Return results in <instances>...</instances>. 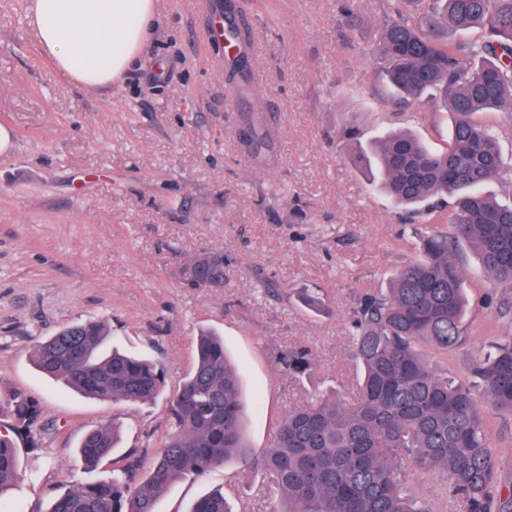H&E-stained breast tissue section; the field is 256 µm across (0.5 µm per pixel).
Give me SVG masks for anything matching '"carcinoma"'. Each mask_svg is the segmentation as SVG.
Instances as JSON below:
<instances>
[{
	"label": "carcinoma",
	"mask_w": 512,
	"mask_h": 512,
	"mask_svg": "<svg viewBox=\"0 0 512 512\" xmlns=\"http://www.w3.org/2000/svg\"><path fill=\"white\" fill-rule=\"evenodd\" d=\"M382 78L401 104L427 92L451 115L441 152L417 137L388 133L363 145L352 120L337 138L348 163L390 202L420 218V258L395 273L388 288L366 293L350 319L352 351L361 375L354 397L323 395L280 420L273 444L257 459L242 434V384L224 352V340L205 330L195 360L168 405V436L144 474L140 457L127 455L128 479L96 480L53 498L47 512H158L164 491L186 476H204L229 459L265 471L278 494L272 512H427L404 479L412 466L446 477L448 503L462 512H512V487L499 482L482 404L512 416V340L471 360L481 392L435 372L421 351L465 342L464 276L456 262L463 243L486 274L512 288V205L481 186L506 174L498 135L476 114L512 109V0H386L378 27ZM453 199L449 213L447 198ZM205 251L185 267L204 266ZM105 323L68 325L36 344L37 370L76 392L114 402L144 404L164 389L162 370L145 358L104 348ZM316 357L306 346L276 357L278 371L299 380ZM6 404L14 424L0 434V497L21 480L18 448L38 445V401L12 392ZM119 428L87 433L78 454L95 470L117 448ZM190 512H233L224 490L210 491Z\"/></svg>",
	"instance_id": "carcinoma-1"
}]
</instances>
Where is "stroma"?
I'll return each instance as SVG.
<instances>
[{
  "instance_id": "35a3bbf8",
  "label": "stroma",
  "mask_w": 512,
  "mask_h": 512,
  "mask_svg": "<svg viewBox=\"0 0 512 512\" xmlns=\"http://www.w3.org/2000/svg\"><path fill=\"white\" fill-rule=\"evenodd\" d=\"M229 5L255 46L245 80L225 77L224 48L211 35L212 8ZM341 0H159L141 62L109 92L81 90L43 56L24 0H0V393L40 405L38 445L19 448L23 478L0 512H45L75 484L120 478L126 455L151 461L164 442L167 395L194 361L200 329L224 338L242 380L246 443L271 446L289 408L347 395L359 368L349 319L363 294L386 287L419 256L409 224L348 163L336 142L345 119L363 140L411 131L433 149L448 144L451 117L425 95L400 108L375 64L384 0H357L352 32ZM266 144L250 152L249 121ZM224 254V286L188 288L179 268L199 250ZM468 298L466 343L430 361L470 381V355L512 336L505 290L470 249L458 256ZM322 293L316 315L298 299ZM105 322L111 343L164 369L167 393L131 405L88 399L42 376L31 349L69 324ZM305 345L317 367L293 381L279 352ZM123 427L121 448L84 469L76 447L89 431ZM499 480L512 486V417L487 410ZM223 488L235 512H269L268 478L237 460L176 482L159 512H188Z\"/></svg>"
}]
</instances>
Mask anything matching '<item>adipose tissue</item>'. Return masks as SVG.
<instances>
[{"label": "adipose tissue", "mask_w": 512, "mask_h": 512, "mask_svg": "<svg viewBox=\"0 0 512 512\" xmlns=\"http://www.w3.org/2000/svg\"><path fill=\"white\" fill-rule=\"evenodd\" d=\"M157 0H27L26 19L55 71L110 89L136 64Z\"/></svg>", "instance_id": "obj_1"}]
</instances>
